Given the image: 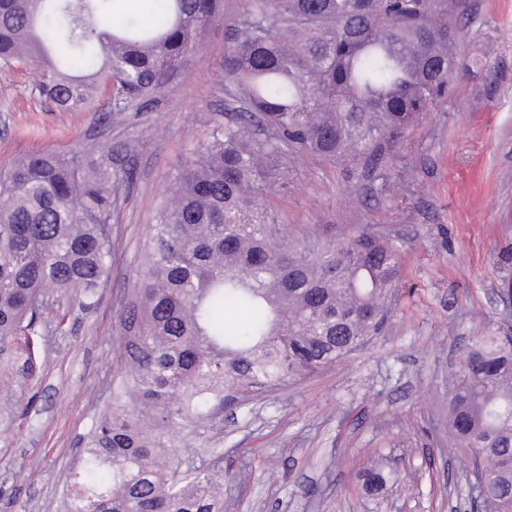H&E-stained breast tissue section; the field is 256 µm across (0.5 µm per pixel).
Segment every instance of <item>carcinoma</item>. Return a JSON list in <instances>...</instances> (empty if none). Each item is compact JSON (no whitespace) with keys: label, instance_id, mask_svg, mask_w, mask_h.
Instances as JSON below:
<instances>
[{"label":"carcinoma","instance_id":"1","mask_svg":"<svg viewBox=\"0 0 512 512\" xmlns=\"http://www.w3.org/2000/svg\"><path fill=\"white\" fill-rule=\"evenodd\" d=\"M147 21L115 0H0V67L42 69L60 111L163 89L224 0H160ZM456 0H252L224 55L236 116L213 130L156 211L124 327L133 371L88 432L65 512H224L213 472L182 467L236 391L273 389L364 346L393 300L396 242H292L263 197L286 151L379 163L450 92ZM299 27L281 41L278 28ZM267 131L259 134L255 124ZM131 167L114 149L33 152L0 168V349L50 295L84 309L112 260L109 224ZM235 308L240 323L226 317ZM448 432L469 450L478 512H512V336L488 331L448 372Z\"/></svg>","mask_w":512,"mask_h":512}]
</instances>
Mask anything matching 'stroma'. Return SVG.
I'll use <instances>...</instances> for the list:
<instances>
[{
    "label": "stroma",
    "instance_id": "obj_1",
    "mask_svg": "<svg viewBox=\"0 0 512 512\" xmlns=\"http://www.w3.org/2000/svg\"><path fill=\"white\" fill-rule=\"evenodd\" d=\"M250 0L224 18L146 106L59 112L30 64L0 69V166L35 150L123 146L135 178L112 214V265L88 310L51 305L31 366L0 353V512H63L62 486L127 368L122 315L147 230L175 173L236 107L222 62ZM467 71L375 167L301 157L270 202L290 240L393 238L402 259L379 334L343 361L260 394L235 393L184 457L226 474L224 512H462L467 456L448 436V369L460 345L512 328V0H466L455 15ZM481 165L482 192L451 173ZM383 484L366 490L367 470Z\"/></svg>",
    "mask_w": 512,
    "mask_h": 512
}]
</instances>
